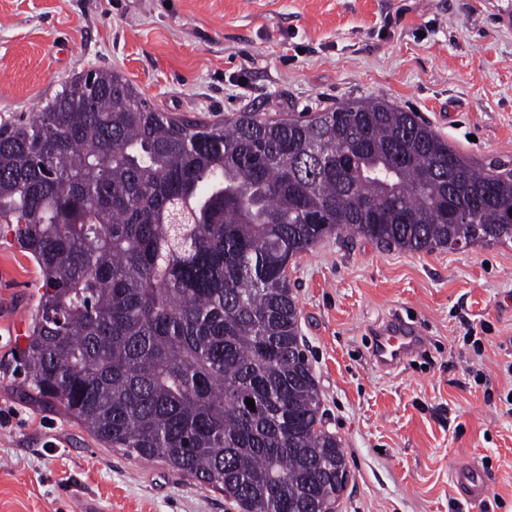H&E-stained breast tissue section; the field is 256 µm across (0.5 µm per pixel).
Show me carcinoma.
<instances>
[{
  "instance_id": "1",
  "label": "carcinoma",
  "mask_w": 512,
  "mask_h": 512,
  "mask_svg": "<svg viewBox=\"0 0 512 512\" xmlns=\"http://www.w3.org/2000/svg\"><path fill=\"white\" fill-rule=\"evenodd\" d=\"M510 208L511 172L380 98L217 126L154 109L116 71L78 76L0 126V232L42 289L23 383L242 512H320L346 463L289 261L335 233L414 252L512 242Z\"/></svg>"
}]
</instances>
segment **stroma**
<instances>
[{"label": "stroma", "mask_w": 512, "mask_h": 512, "mask_svg": "<svg viewBox=\"0 0 512 512\" xmlns=\"http://www.w3.org/2000/svg\"><path fill=\"white\" fill-rule=\"evenodd\" d=\"M511 15L512 0H0V124L105 68L160 111L210 124L382 98L470 161L512 170ZM288 278L323 427L346 459L338 512H512V243L411 252L331 235ZM1 280L15 331L0 330V512H239L32 399L16 351L39 272L9 238ZM396 311L427 353L383 370L372 331ZM457 464L486 476L480 505L455 492Z\"/></svg>", "instance_id": "stroma-1"}]
</instances>
